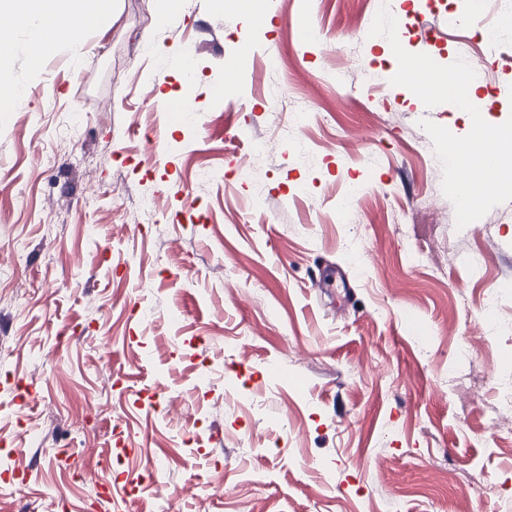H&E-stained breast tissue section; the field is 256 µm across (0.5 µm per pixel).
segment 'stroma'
<instances>
[{"label": "stroma", "instance_id": "1", "mask_svg": "<svg viewBox=\"0 0 512 512\" xmlns=\"http://www.w3.org/2000/svg\"><path fill=\"white\" fill-rule=\"evenodd\" d=\"M383 6L406 51L482 60L483 118L512 116V63L483 42L512 47V0H264L266 28L240 4L112 0L80 57L37 65L17 33L0 512H512V434L486 418L512 391V201L456 227L420 122L472 121L391 85ZM190 46L176 119L162 51Z\"/></svg>", "mask_w": 512, "mask_h": 512}]
</instances>
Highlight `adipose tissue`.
<instances>
[{
	"instance_id": "ef3b65f1",
	"label": "adipose tissue",
	"mask_w": 512,
	"mask_h": 512,
	"mask_svg": "<svg viewBox=\"0 0 512 512\" xmlns=\"http://www.w3.org/2000/svg\"><path fill=\"white\" fill-rule=\"evenodd\" d=\"M112 0H0V57L8 54L15 30H27L30 53L40 60L60 44L73 43V28L97 25Z\"/></svg>"
}]
</instances>
